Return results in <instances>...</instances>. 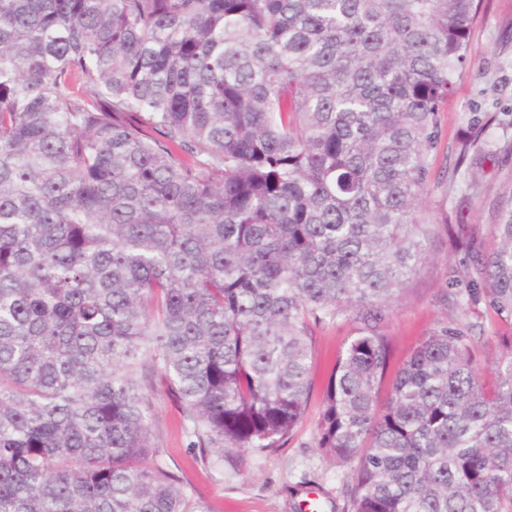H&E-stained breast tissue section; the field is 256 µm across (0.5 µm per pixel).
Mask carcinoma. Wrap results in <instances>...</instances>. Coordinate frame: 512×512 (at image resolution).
Masks as SVG:
<instances>
[{
    "label": "carcinoma",
    "instance_id": "cac0c4a2",
    "mask_svg": "<svg viewBox=\"0 0 512 512\" xmlns=\"http://www.w3.org/2000/svg\"><path fill=\"white\" fill-rule=\"evenodd\" d=\"M480 2L0 0V512H206L155 446L153 379L201 457L267 456L311 324L351 315L316 437L354 464L343 512H512V336L482 313L512 323V187L491 246L475 182L444 224L475 320L395 371L384 332Z\"/></svg>",
    "mask_w": 512,
    "mask_h": 512
}]
</instances>
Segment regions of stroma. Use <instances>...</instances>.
I'll list each match as a JSON object with an SVG mask.
<instances>
[{
	"label": "stroma",
	"instance_id": "obj_1",
	"mask_svg": "<svg viewBox=\"0 0 512 512\" xmlns=\"http://www.w3.org/2000/svg\"><path fill=\"white\" fill-rule=\"evenodd\" d=\"M476 114L493 117L489 133L501 151L472 173H458L454 166L459 143ZM428 168L419 211L427 229V259L386 327L397 364L445 321L468 318L462 308L441 300L448 288V265L456 259L442 224L460 191L472 180L482 185L471 201L470 220L485 231L493 222L497 194L512 184V0H483L471 30L467 62L439 114L438 142L429 154ZM354 329L347 317L313 326L314 383L305 415L285 447L265 457L234 451L216 464L195 460L182 405L163 384H156L154 440L163 450L162 461L191 487L208 512H299L301 501L313 490L322 494L328 512H341L342 488L352 477V467L324 459L316 448V435L324 379Z\"/></svg>",
	"mask_w": 512,
	"mask_h": 512
}]
</instances>
